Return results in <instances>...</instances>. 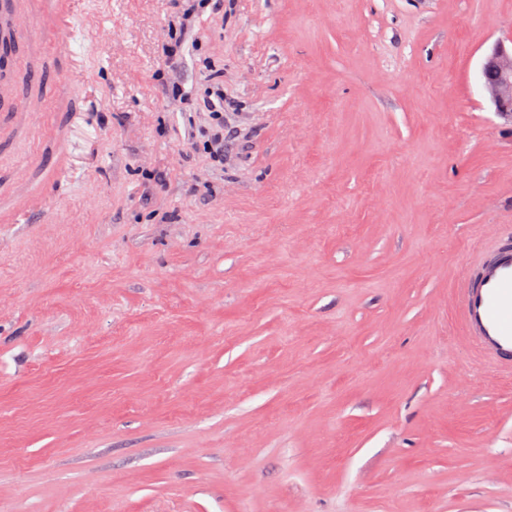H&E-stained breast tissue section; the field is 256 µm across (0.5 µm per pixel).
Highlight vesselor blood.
I'll return each instance as SVG.
<instances>
[{
    "label": "vessel or blood",
    "mask_w": 512,
    "mask_h": 512,
    "mask_svg": "<svg viewBox=\"0 0 512 512\" xmlns=\"http://www.w3.org/2000/svg\"><path fill=\"white\" fill-rule=\"evenodd\" d=\"M0 12L15 18L14 41L0 50L14 72L13 84L0 88L3 150L15 112L35 116L45 104L69 111L80 89L94 86L96 73L84 65L72 36L84 17L83 0H0ZM39 35L54 40L55 55L66 62L64 70L26 63L25 48ZM458 302L464 331L487 363L512 371L511 242L493 243L470 262Z\"/></svg>",
    "instance_id": "b4317fda"
}]
</instances>
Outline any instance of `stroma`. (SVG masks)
I'll return each instance as SVG.
<instances>
[{
	"label": "stroma",
	"mask_w": 512,
	"mask_h": 512,
	"mask_svg": "<svg viewBox=\"0 0 512 512\" xmlns=\"http://www.w3.org/2000/svg\"><path fill=\"white\" fill-rule=\"evenodd\" d=\"M223 3L214 170L158 89L172 0H86L70 166L0 223V512H512V374L456 302L512 232V0ZM59 118L0 171L41 184ZM480 77L496 112L512 118V37L510 51L504 41H498L486 55Z\"/></svg>",
	"instance_id": "obj_1"
}]
</instances>
